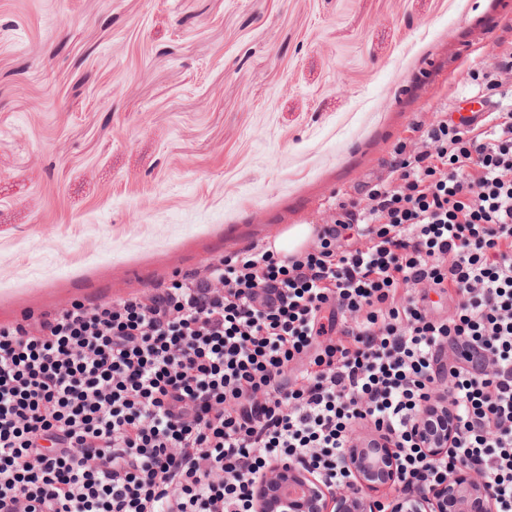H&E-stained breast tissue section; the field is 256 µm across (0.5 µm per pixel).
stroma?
Here are the masks:
<instances>
[{
  "instance_id": "obj_1",
  "label": "stroma",
  "mask_w": 512,
  "mask_h": 512,
  "mask_svg": "<svg viewBox=\"0 0 512 512\" xmlns=\"http://www.w3.org/2000/svg\"><path fill=\"white\" fill-rule=\"evenodd\" d=\"M512 0H0V324L317 220Z\"/></svg>"
}]
</instances>
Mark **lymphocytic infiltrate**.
<instances>
[{
	"label": "lymphocytic infiltrate",
	"instance_id": "lymphocytic-infiltrate-1",
	"mask_svg": "<svg viewBox=\"0 0 512 512\" xmlns=\"http://www.w3.org/2000/svg\"><path fill=\"white\" fill-rule=\"evenodd\" d=\"M493 55L467 77L494 110L417 121L291 258L251 245L0 327V512H253L281 461L342 483L358 426L394 439L398 490L476 469L512 512V40ZM422 414L453 430L436 464Z\"/></svg>",
	"mask_w": 512,
	"mask_h": 512
}]
</instances>
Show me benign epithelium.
Wrapping results in <instances>:
<instances>
[{
	"mask_svg": "<svg viewBox=\"0 0 512 512\" xmlns=\"http://www.w3.org/2000/svg\"><path fill=\"white\" fill-rule=\"evenodd\" d=\"M448 434L426 425L424 415L415 425L419 447L437 460L448 452ZM340 461L349 478L336 488L328 487L306 466L273 465L254 482L253 512H372L378 503L374 494L396 480L392 444L379 437L366 439L356 430ZM476 500L482 503L481 512H495L494 488L482 474L453 471L424 492L394 498L388 512H471Z\"/></svg>",
	"mask_w": 512,
	"mask_h": 512,
	"instance_id": "benign-epithelium-1",
	"label": "benign epithelium"
}]
</instances>
